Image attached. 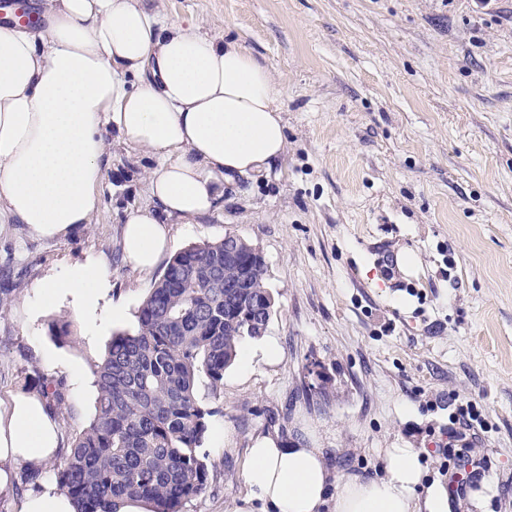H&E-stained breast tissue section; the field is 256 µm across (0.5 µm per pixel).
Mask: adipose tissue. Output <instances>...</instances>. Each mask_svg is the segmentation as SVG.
Segmentation results:
<instances>
[{
  "label": "adipose tissue",
  "instance_id": "1",
  "mask_svg": "<svg viewBox=\"0 0 512 512\" xmlns=\"http://www.w3.org/2000/svg\"><path fill=\"white\" fill-rule=\"evenodd\" d=\"M48 27L0 22V218L64 240L99 203L103 127L159 158L150 206L124 220L123 259L152 270L170 249L167 219L191 224L218 209L225 188L282 158L287 138L269 71L234 40L166 21L145 0H43ZM104 266L45 280L36 302L71 298L89 324L108 292ZM61 427L38 394L0 407V461L42 467ZM382 475L332 473L320 449L259 439L242 462L238 512H449L448 493L423 487L422 451L387 448Z\"/></svg>",
  "mask_w": 512,
  "mask_h": 512
}]
</instances>
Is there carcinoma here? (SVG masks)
I'll use <instances>...</instances> for the list:
<instances>
[{
    "label": "carcinoma",
    "instance_id": "carcinoma-1",
    "mask_svg": "<svg viewBox=\"0 0 512 512\" xmlns=\"http://www.w3.org/2000/svg\"><path fill=\"white\" fill-rule=\"evenodd\" d=\"M189 245L169 260L137 310L133 331L112 336L93 364L95 413L56 467L57 489L75 512H117L128 499L151 512H184L209 485L202 447L220 408L203 403L198 385L216 394L241 343L262 337L272 295L265 262L244 238ZM62 381L36 393L61 408Z\"/></svg>",
    "mask_w": 512,
    "mask_h": 512
}]
</instances>
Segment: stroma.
Instances as JSON below:
<instances>
[{
    "label": "stroma",
    "mask_w": 512,
    "mask_h": 512,
    "mask_svg": "<svg viewBox=\"0 0 512 512\" xmlns=\"http://www.w3.org/2000/svg\"><path fill=\"white\" fill-rule=\"evenodd\" d=\"M151 10L234 39L282 91L288 138L268 171L237 179L223 208L170 224L174 249L239 235L264 256L274 306L263 339L244 341L211 418L210 485L185 512H234L256 438L322 449L328 467L382 472L385 448L432 452L452 395L488 424L476 450L492 467L452 512H512V0H147ZM99 206L52 241L0 223V404L39 377L66 381L62 445L95 412L91 367L133 329L163 266L122 258L126 215L149 206L157 159L104 129ZM103 258L122 319L85 335L70 302L41 308L33 287ZM72 322L71 340L51 336ZM275 341L266 360L263 341ZM56 358L47 371L44 352ZM319 373L307 374L308 365Z\"/></svg>",
    "instance_id": "obj_1"
}]
</instances>
